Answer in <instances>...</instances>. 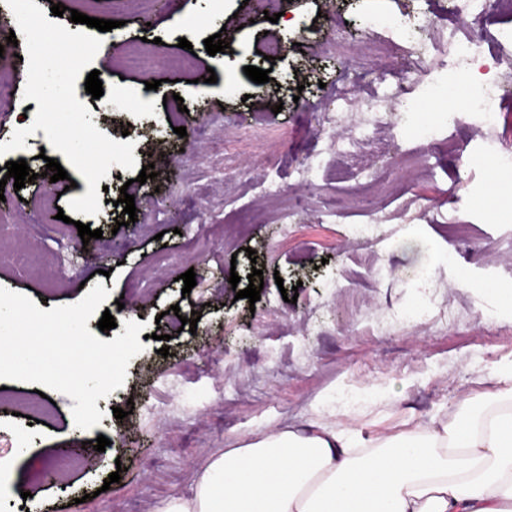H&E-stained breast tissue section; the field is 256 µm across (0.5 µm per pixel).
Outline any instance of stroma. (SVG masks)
<instances>
[{"label": "stroma", "mask_w": 512, "mask_h": 512, "mask_svg": "<svg viewBox=\"0 0 512 512\" xmlns=\"http://www.w3.org/2000/svg\"><path fill=\"white\" fill-rule=\"evenodd\" d=\"M69 8L118 28L104 36L93 63L104 90L92 98L84 80L76 94L92 121L114 141H134L137 168L112 166L103 178L100 212L90 217L99 239L82 242L59 209L88 186L77 171L46 184V158L63 161L44 131L27 149L0 156L26 160L36 180L0 191L1 251H19L23 265H0V287L28 295L41 310L77 303L102 283L104 306L117 324L149 332L122 388L98 399L99 425L76 427L73 399L48 391L44 423H29L15 394L33 384L8 382L0 392V455L13 464L0 512H155L187 491L193 470L219 448H233L260 430L310 420L342 421L375 440L429 421H447L453 401L485 399L498 382L493 369L512 363V316L485 321L496 305L486 282L512 286V271L489 253L512 245V210L492 195H512V171H495L477 150L476 131L458 128L445 99L413 98L394 105L378 126L379 145L333 151L353 116L337 98L357 78L395 68L422 43H439L453 0H281L284 21L265 20L256 0H69ZM399 23L390 38L376 20ZM220 35L228 53L209 55L204 41ZM187 39L191 50L179 48ZM276 42L275 61L262 52ZM270 71L264 84L244 73ZM217 81L202 82L207 69ZM165 80V96L142 102L144 83ZM123 123L127 132L116 131ZM419 125H439L457 138L416 139ZM195 129L179 137L177 127ZM428 172L406 170L412 154ZM319 156L309 185L292 169ZM171 167L163 179L137 183L139 167ZM276 180L275 196L263 186ZM134 195L135 223L116 227L121 192ZM387 221L371 248L352 245L368 211ZM424 238L435 261L431 284L450 319L431 313L421 323L397 312L420 298L423 270L401 250L411 233ZM196 273L183 294L180 276ZM263 272L259 301L237 298L252 270ZM238 286H231V273ZM483 281L461 288V275ZM297 288L296 303L282 289ZM178 305L179 314L169 311ZM200 312L196 331L181 317ZM169 342L153 339V332ZM169 348L162 357L160 348ZM233 375L235 388L224 386ZM132 407L118 419L113 408ZM25 447H18L17 433ZM105 436L111 444L78 463L72 451ZM120 479L108 483L112 472Z\"/></svg>", "instance_id": "1"}]
</instances>
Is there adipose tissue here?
I'll return each mask as SVG.
<instances>
[{"label": "adipose tissue", "mask_w": 512, "mask_h": 512, "mask_svg": "<svg viewBox=\"0 0 512 512\" xmlns=\"http://www.w3.org/2000/svg\"><path fill=\"white\" fill-rule=\"evenodd\" d=\"M445 423L362 445L333 423L259 431L214 451L155 512H512V364Z\"/></svg>", "instance_id": "obj_1"}]
</instances>
